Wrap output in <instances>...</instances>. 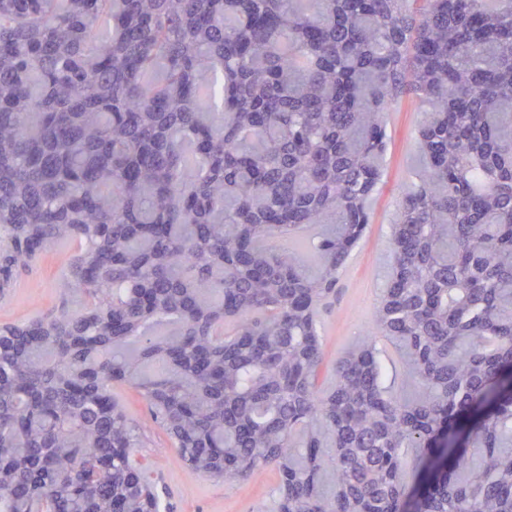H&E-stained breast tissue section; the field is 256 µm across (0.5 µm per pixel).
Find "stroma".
Wrapping results in <instances>:
<instances>
[{
  "label": "stroma",
  "mask_w": 512,
  "mask_h": 512,
  "mask_svg": "<svg viewBox=\"0 0 512 512\" xmlns=\"http://www.w3.org/2000/svg\"><path fill=\"white\" fill-rule=\"evenodd\" d=\"M431 105L403 98L387 110L386 146L380 162L382 180L366 206L370 222L340 274L333 296L320 309L323 364L318 384L329 388L334 368L352 343L369 329L371 313L393 266L391 237L403 188L418 183L425 160L418 148L419 129ZM68 249L43 255L20 271L9 296L0 301V325L24 324L49 313L72 310L79 294H63ZM112 395L127 415L146 430L145 445L136 449L145 476L158 483L171 512H272L278 474L271 469L234 485L207 479L175 459L169 435L152 423L142 396L128 385Z\"/></svg>",
  "instance_id": "stroma-1"
}]
</instances>
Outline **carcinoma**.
Returning <instances> with one entry per match:
<instances>
[{
	"label": "carcinoma",
	"mask_w": 512,
	"mask_h": 512,
	"mask_svg": "<svg viewBox=\"0 0 512 512\" xmlns=\"http://www.w3.org/2000/svg\"><path fill=\"white\" fill-rule=\"evenodd\" d=\"M402 97L436 107L372 324L413 403L369 334L317 385ZM511 125L512 0H0V294L60 246L82 294L0 327V512H168L124 465L117 383L204 477L276 469L277 512H403L428 469L417 512H512ZM329 217L306 252L261 245ZM376 345L390 376H395V386L402 397L418 398L423 395V386L410 367L404 364L394 348L381 335H376Z\"/></svg>",
	"instance_id": "1"
}]
</instances>
